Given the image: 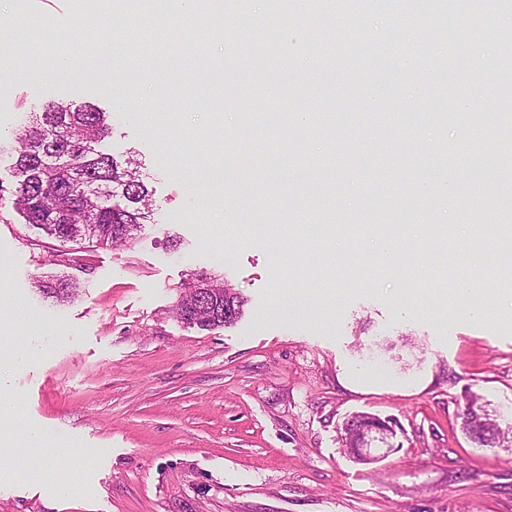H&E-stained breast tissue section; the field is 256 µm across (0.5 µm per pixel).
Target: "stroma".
Returning <instances> with one entry per match:
<instances>
[{
	"label": "stroma",
	"instance_id": "1",
	"mask_svg": "<svg viewBox=\"0 0 512 512\" xmlns=\"http://www.w3.org/2000/svg\"><path fill=\"white\" fill-rule=\"evenodd\" d=\"M27 16L36 33L68 32L73 66L89 41L105 43L112 75L46 77L33 40L0 53V183L8 148L30 113L51 102H89L108 114L102 143L134 156L153 211L124 246L72 249L0 205V290L41 326L0 317V338L30 353L0 372L22 424L43 429L53 459L28 449L26 477L0 486V512H512V448H479L460 430L459 401L478 394L512 426V254L473 245L495 213L469 211L477 192L503 191L512 169V61L497 75L444 43L418 44L434 72L421 82L378 53L418 19L368 12L358 43L344 41L340 11L280 23L268 0L246 14L264 28L268 53L223 68L224 110L188 98L199 80L193 52L206 30L180 23V51L132 41L127 17H84L79 0H0V16ZM332 31V64L298 67L311 33ZM279 84L280 120L258 87ZM454 143L436 152V142ZM501 168L477 166L475 150ZM335 153L336 168L324 165ZM297 172L282 178L283 168ZM449 181L446 204L393 216L374 200L411 182ZM332 211L320 240L315 206ZM459 227V247H428L438 225ZM408 243L402 255L364 253L350 231ZM495 273L494 311L473 317L453 285ZM244 296L239 320L201 330L174 314L177 291L197 273ZM76 280L60 303L39 284ZM358 413L396 424L397 446L364 465L345 455L338 430ZM77 488L54 494L59 473Z\"/></svg>",
	"mask_w": 512,
	"mask_h": 512
}]
</instances>
